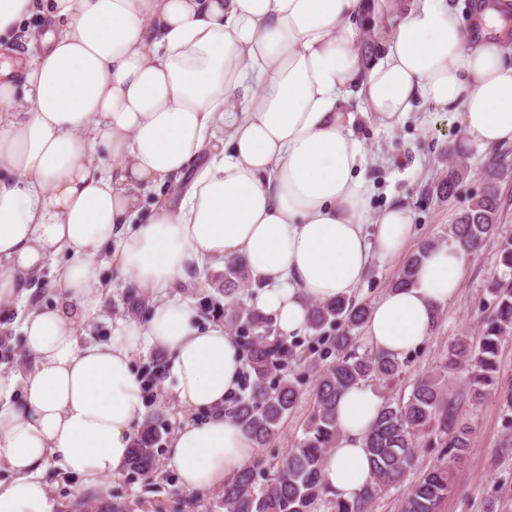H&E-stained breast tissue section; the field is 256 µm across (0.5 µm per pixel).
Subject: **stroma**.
I'll return each instance as SVG.
<instances>
[{"label":"stroma","mask_w":512,"mask_h":512,"mask_svg":"<svg viewBox=\"0 0 512 512\" xmlns=\"http://www.w3.org/2000/svg\"><path fill=\"white\" fill-rule=\"evenodd\" d=\"M356 132L368 154L363 176L372 185L370 208L379 212L398 200L408 203L415 215L414 243L447 239L449 225L456 223L487 183L495 184L499 198L497 230L473 253L470 275L457 299L440 311L423 345L403 357L400 379L381 391L385 397L405 398L420 374L440 365L455 336L477 335L492 314L493 298L485 289L486 281L497 265L499 240L512 236V145L484 147L463 136L450 108L438 113L427 107L418 109L390 129L359 116ZM453 156L462 158L467 174L458 182L454 194L445 198L437 185ZM403 263L400 256L374 260L354 291V299L374 303L397 278ZM223 270V261L206 262L192 275L187 287L174 289V296L200 312L210 301H223L222 285L214 279ZM55 278L52 268H45L29 294L18 300L12 316L0 320L1 367H28L20 327L31 309L56 297ZM108 284L111 291L104 308L96 320L84 327L82 342L112 341L118 321L126 319L134 308L138 296L119 275H111ZM340 332V327L329 326L323 336L308 332L299 336L303 358L295 371L302 377V398L273 438L259 448L260 458H282L302 437L311 412L314 368L334 360L330 339ZM134 365L153 384L149 417L172 430L185 421L202 419V412L179 403L166 353L147 349L135 356ZM458 414L472 426L474 437L466 462L454 470L453 490L442 502L440 512H512V432L504 428L501 406L490 397L478 405L461 404ZM46 476L57 512H94L115 500L125 502L131 512H224L222 488L187 493L175 472L163 462L149 479L119 468L99 492L85 489L79 479L53 463L48 464Z\"/></svg>","instance_id":"stroma-1"}]
</instances>
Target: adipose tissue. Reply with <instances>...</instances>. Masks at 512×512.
I'll use <instances>...</instances> for the list:
<instances>
[{"instance_id": "1", "label": "adipose tissue", "mask_w": 512, "mask_h": 512, "mask_svg": "<svg viewBox=\"0 0 512 512\" xmlns=\"http://www.w3.org/2000/svg\"><path fill=\"white\" fill-rule=\"evenodd\" d=\"M389 13L368 59L362 14ZM40 14V51L0 68V315L46 261H70L53 305L23 323L29 370L0 369V512H53L48 460L102 487L148 412L134 366L171 358L182 425L168 464L183 490L223 485L257 449L228 413L245 363L238 341L171 292L191 268L244 256L261 281L254 305L278 332L305 331L309 306L351 296L373 258L401 255L414 215L370 213L357 115L383 125L415 103L457 107L465 134L512 144V45L474 38L448 0H0V44ZM360 112H351L350 99ZM187 179L179 204L139 222L142 188ZM152 296L147 319L83 345L102 311L104 263ZM471 252L451 237L428 251L410 288L387 290L364 324L395 358L418 348L454 301ZM383 399L368 384L336 401L340 437L324 480L353 501L370 480L368 429Z\"/></svg>"}]
</instances>
